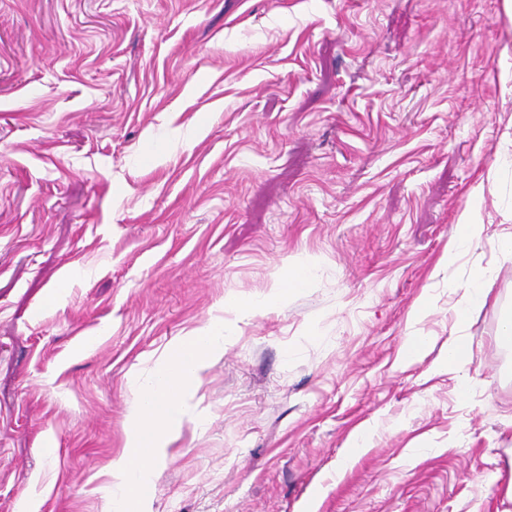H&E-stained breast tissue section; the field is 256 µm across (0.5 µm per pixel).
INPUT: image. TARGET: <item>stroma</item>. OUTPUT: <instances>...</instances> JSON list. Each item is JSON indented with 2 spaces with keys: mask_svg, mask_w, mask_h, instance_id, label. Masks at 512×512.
Wrapping results in <instances>:
<instances>
[{
  "mask_svg": "<svg viewBox=\"0 0 512 512\" xmlns=\"http://www.w3.org/2000/svg\"><path fill=\"white\" fill-rule=\"evenodd\" d=\"M511 225L512 0H0V512H109L156 363L299 262L227 317L153 512H512ZM455 232L448 242V252L440 267L453 265L457 258L477 245L484 232V224H477L476 212L465 209L459 216ZM464 295L455 307L456 321L459 331L448 341V351L441 359L448 372L459 370L466 362L471 344L469 339L460 333L467 324L473 311L486 304L490 288L489 280L483 273L474 274L464 285Z\"/></svg>",
  "mask_w": 512,
  "mask_h": 512,
  "instance_id": "35a3bbf8",
  "label": "stroma"
}]
</instances>
